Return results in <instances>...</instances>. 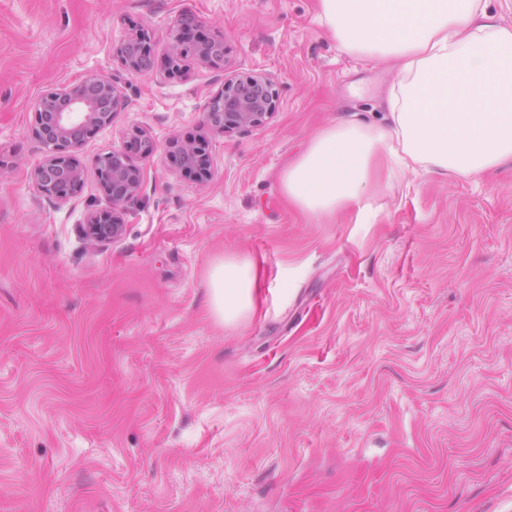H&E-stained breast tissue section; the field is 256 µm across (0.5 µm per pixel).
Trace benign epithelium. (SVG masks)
I'll return each instance as SVG.
<instances>
[{
  "mask_svg": "<svg viewBox=\"0 0 512 512\" xmlns=\"http://www.w3.org/2000/svg\"><path fill=\"white\" fill-rule=\"evenodd\" d=\"M140 43L150 51L148 34L129 36L116 47L124 68L142 72L139 56L127 52L128 46ZM191 53L203 62L215 61V43L181 27L173 34L166 55V69L175 74L179 60ZM124 105V96L113 81L91 74L80 83L42 94L35 103L32 133L46 147L44 162L34 171L32 181L43 194L66 203L80 193L84 174L72 150L112 122V113ZM279 107L272 78L258 71H230L216 93L208 98L202 123L210 131L243 134L266 124ZM129 143L149 156L156 146L142 130L129 134ZM172 147L181 165L197 174L205 173L207 141H176ZM97 174L111 199L108 210L92 211L81 225L82 234L94 244L118 239L124 228L123 212L136 204L143 181L142 171L132 165L122 150H113L97 159Z\"/></svg>",
  "mask_w": 512,
  "mask_h": 512,
  "instance_id": "7a95c632",
  "label": "benign epithelium"
}]
</instances>
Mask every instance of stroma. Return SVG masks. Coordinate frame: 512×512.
I'll return each instance as SVG.
<instances>
[{
	"label": "stroma",
	"instance_id": "35a3bbf8",
	"mask_svg": "<svg viewBox=\"0 0 512 512\" xmlns=\"http://www.w3.org/2000/svg\"><path fill=\"white\" fill-rule=\"evenodd\" d=\"M319 0H0V512H512V161L405 174L372 224L290 204L281 173L324 126L384 122L389 63L342 52ZM193 17L223 64L133 75ZM271 74L279 108L206 133L226 72ZM111 79L125 104L76 150L61 204L31 174L48 89ZM156 145L116 241L95 162ZM206 137L199 182L167 152ZM253 260L255 311L225 325L207 277ZM135 42L142 44L143 52L147 53L149 51V55L151 56L149 37L145 32L130 35L116 47V54L120 58L122 65L132 74L140 73L143 69L140 65L139 56L127 52L128 46Z\"/></svg>",
	"mask_w": 512,
	"mask_h": 512
}]
</instances>
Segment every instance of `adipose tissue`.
Returning <instances> with one entry per match:
<instances>
[{"label": "adipose tissue", "instance_id": "1", "mask_svg": "<svg viewBox=\"0 0 512 512\" xmlns=\"http://www.w3.org/2000/svg\"><path fill=\"white\" fill-rule=\"evenodd\" d=\"M320 20L350 56L394 60L389 125L338 119L281 174L285 195L319 218L355 209L375 223V198L408 173L479 175L512 159V27L486 0H320ZM252 260H217L212 314L232 324L258 294Z\"/></svg>", "mask_w": 512, "mask_h": 512}]
</instances>
